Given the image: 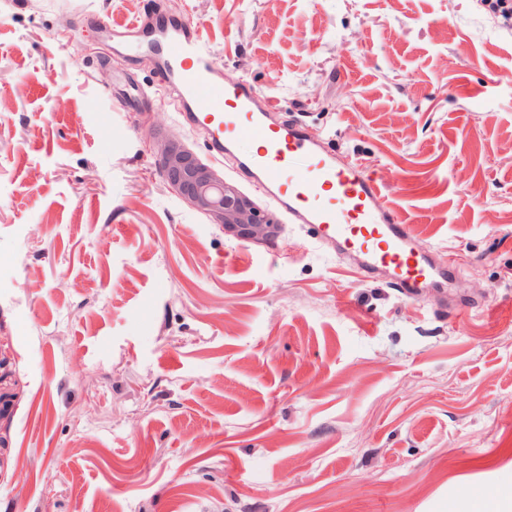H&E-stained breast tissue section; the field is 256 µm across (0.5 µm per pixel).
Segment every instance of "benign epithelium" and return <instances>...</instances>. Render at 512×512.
I'll list each match as a JSON object with an SVG mask.
<instances>
[{
	"label": "benign epithelium",
	"mask_w": 512,
	"mask_h": 512,
	"mask_svg": "<svg viewBox=\"0 0 512 512\" xmlns=\"http://www.w3.org/2000/svg\"><path fill=\"white\" fill-rule=\"evenodd\" d=\"M158 164L167 186L197 210L210 215L224 233L241 241L266 243L279 237L282 225L234 185L201 163L177 138L159 150Z\"/></svg>",
	"instance_id": "obj_1"
}]
</instances>
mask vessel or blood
I'll return each mask as SVG.
<instances>
[{"instance_id": "b4317fda", "label": "vessel or blood", "mask_w": 512, "mask_h": 512, "mask_svg": "<svg viewBox=\"0 0 512 512\" xmlns=\"http://www.w3.org/2000/svg\"><path fill=\"white\" fill-rule=\"evenodd\" d=\"M128 51L156 52L178 100V115L208 135L213 159L233 158L237 173L258 184L288 217L310 229L337 256H357L363 271H390L404 298L445 281L449 268L413 246L412 230L390 204L382 183L341 159L329 137L291 121L272 120L262 91L250 80L226 85L200 25L159 19L149 29L126 26Z\"/></svg>"}]
</instances>
